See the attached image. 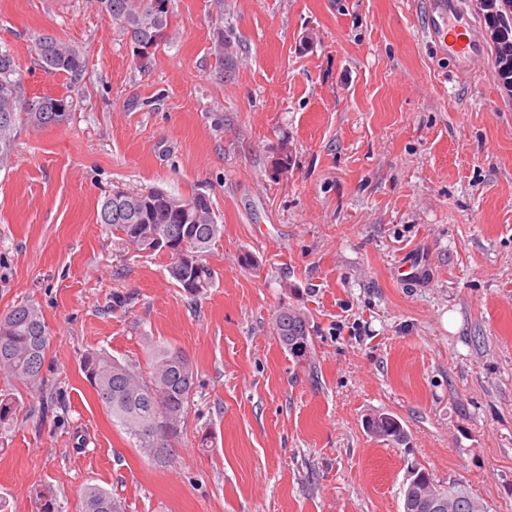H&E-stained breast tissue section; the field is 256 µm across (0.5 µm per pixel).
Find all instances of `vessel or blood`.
Segmentation results:
<instances>
[{
	"label": "vessel or blood",
	"instance_id": "vessel-or-blood-1",
	"mask_svg": "<svg viewBox=\"0 0 512 512\" xmlns=\"http://www.w3.org/2000/svg\"><path fill=\"white\" fill-rule=\"evenodd\" d=\"M422 23L436 50L457 73H470L484 57L486 45L465 0H425Z\"/></svg>",
	"mask_w": 512,
	"mask_h": 512
}]
</instances>
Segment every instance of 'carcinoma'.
<instances>
[{
	"label": "carcinoma",
	"instance_id": "1",
	"mask_svg": "<svg viewBox=\"0 0 512 512\" xmlns=\"http://www.w3.org/2000/svg\"><path fill=\"white\" fill-rule=\"evenodd\" d=\"M102 13L124 30L132 47L157 48L170 24V14H160L154 0H96ZM33 51L41 67L62 72L77 81L85 62L81 54L67 43L40 36ZM64 98L41 96L21 99V80L14 56L0 50V163L14 151L21 126L60 125L69 116ZM100 223L112 227V234L137 250L161 252L153 246L157 239L178 243L190 240L196 257L184 260L169 252V274L185 294L196 297L213 286L215 272L201 260V253L221 237L209 197L195 193L177 197L161 188L132 190L119 201L106 196L99 211ZM274 331L281 345L297 361L311 358L310 325L306 314L295 307L277 310ZM51 334L40 311L32 304L21 303L0 316V377L16 384L39 386L43 381L45 358ZM81 370L94 389L102 408L123 430L136 439L155 461L166 464L176 456L171 441L181 433L191 397L197 388V372L188 356L172 346L152 348L150 370L142 373L105 351H88L81 359ZM18 401L5 395L0 398V428L14 420ZM368 432L383 441L405 445L408 434L400 421L390 414L379 413L366 420ZM422 484L418 492L428 494L442 489L444 497L455 499L453 512H489L488 506L473 497L462 485L441 487L428 470L417 471ZM37 512H58L56 497L50 490L36 492ZM84 512H122L112 494L89 487L84 492Z\"/></svg>",
	"mask_w": 512,
	"mask_h": 512
}]
</instances>
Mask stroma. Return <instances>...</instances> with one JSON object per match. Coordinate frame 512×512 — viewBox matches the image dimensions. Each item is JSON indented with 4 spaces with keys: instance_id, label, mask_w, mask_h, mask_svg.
I'll use <instances>...</instances> for the list:
<instances>
[{
    "instance_id": "stroma-1",
    "label": "stroma",
    "mask_w": 512,
    "mask_h": 512,
    "mask_svg": "<svg viewBox=\"0 0 512 512\" xmlns=\"http://www.w3.org/2000/svg\"><path fill=\"white\" fill-rule=\"evenodd\" d=\"M170 10L143 70L95 0H0L23 95L73 103L68 123L22 128L0 165V314L41 311L53 390L16 392L0 512H36L42 488L82 512L89 486L125 512H403L419 467L512 512V101L493 56L449 76L420 0ZM41 34L82 54L80 80L38 64ZM117 186L210 197L224 233L202 255L206 294L98 223ZM409 257L421 280L401 279ZM116 293L130 304L113 308ZM284 305L309 319L313 368L273 330ZM151 343L180 348L199 378L166 465L113 424L79 366L103 350L143 367ZM378 411L407 444L367 433Z\"/></svg>"
}]
</instances>
